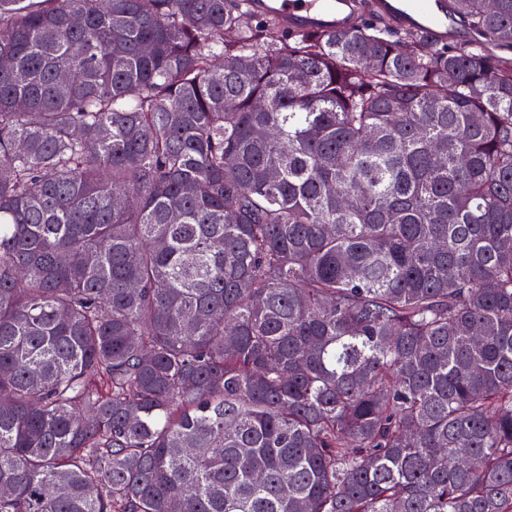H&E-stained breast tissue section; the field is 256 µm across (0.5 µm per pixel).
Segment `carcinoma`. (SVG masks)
Returning <instances> with one entry per match:
<instances>
[{"label":"carcinoma","instance_id":"cac0c4a2","mask_svg":"<svg viewBox=\"0 0 512 512\" xmlns=\"http://www.w3.org/2000/svg\"><path fill=\"white\" fill-rule=\"evenodd\" d=\"M252 2L0 0V512H512V0ZM279 7L268 8L264 2L255 1L253 7L259 15H272L291 28L306 23L322 30H332L350 25L361 10L360 0H275ZM399 1L402 0H377L373 2V9L395 18L406 27L426 33L446 34L448 27L453 25L445 0H410L405 4H399Z\"/></svg>","mask_w":512,"mask_h":512}]
</instances>
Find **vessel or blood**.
I'll use <instances>...</instances> for the list:
<instances>
[{
  "instance_id": "1",
  "label": "vessel or blood",
  "mask_w": 512,
  "mask_h": 512,
  "mask_svg": "<svg viewBox=\"0 0 512 512\" xmlns=\"http://www.w3.org/2000/svg\"><path fill=\"white\" fill-rule=\"evenodd\" d=\"M276 8H268L264 0H255V12L273 14L289 27L300 24L331 30L349 26L361 10V0H276ZM376 12L395 18L402 25L426 33L445 34L453 20L446 0H375Z\"/></svg>"
}]
</instances>
